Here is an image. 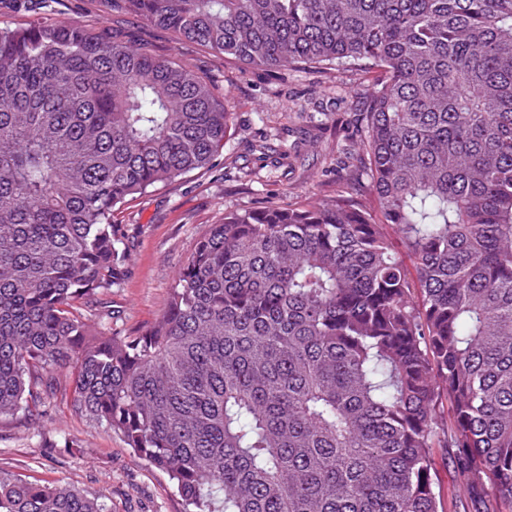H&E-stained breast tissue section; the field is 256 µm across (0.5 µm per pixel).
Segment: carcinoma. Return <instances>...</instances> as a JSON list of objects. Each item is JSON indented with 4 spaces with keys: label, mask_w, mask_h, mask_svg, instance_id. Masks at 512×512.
<instances>
[{
    "label": "carcinoma",
    "mask_w": 512,
    "mask_h": 512,
    "mask_svg": "<svg viewBox=\"0 0 512 512\" xmlns=\"http://www.w3.org/2000/svg\"><path fill=\"white\" fill-rule=\"evenodd\" d=\"M99 3L246 67L381 70L374 206L224 215L163 314L118 336L112 214L212 165L228 102L95 24L0 26V418L39 417L71 367L76 409L188 512H442L437 448L471 512H512V0ZM0 512L106 510L0 471Z\"/></svg>",
    "instance_id": "obj_1"
}]
</instances>
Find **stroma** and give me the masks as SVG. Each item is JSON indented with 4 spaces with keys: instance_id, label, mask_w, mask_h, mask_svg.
<instances>
[{
    "instance_id": "stroma-1",
    "label": "stroma",
    "mask_w": 512,
    "mask_h": 512,
    "mask_svg": "<svg viewBox=\"0 0 512 512\" xmlns=\"http://www.w3.org/2000/svg\"><path fill=\"white\" fill-rule=\"evenodd\" d=\"M59 19L117 26L124 38L169 55L208 77L233 112L231 136L212 166L123 204L113 214L129 253L108 299L112 328L136 335L167 307L179 269L198 237L225 213L269 204L325 200L337 189L368 194L352 181L360 165V114L372 76L359 70L245 67L133 15L103 13L98 0H55ZM74 372L31 422L0 420V470L30 481L70 485L109 512H185L168 476L139 459L122 437L73 407ZM77 440L74 448L64 447Z\"/></svg>"
}]
</instances>
